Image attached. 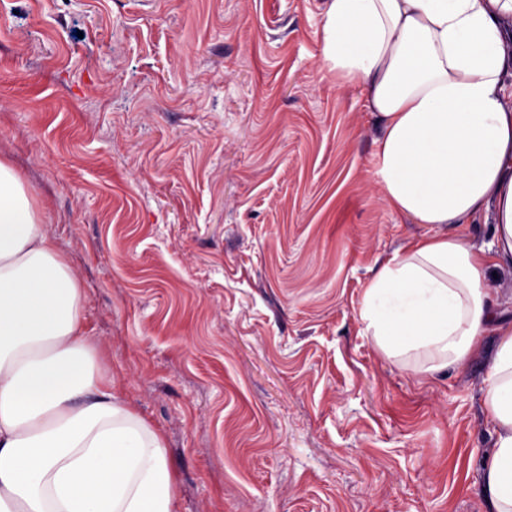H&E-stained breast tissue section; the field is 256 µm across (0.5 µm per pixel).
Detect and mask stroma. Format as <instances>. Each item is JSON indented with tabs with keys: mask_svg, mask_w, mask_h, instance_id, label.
<instances>
[{
	"mask_svg": "<svg viewBox=\"0 0 512 512\" xmlns=\"http://www.w3.org/2000/svg\"><path fill=\"white\" fill-rule=\"evenodd\" d=\"M324 0H0V156L83 290L178 512H490L499 338L388 358L359 308L436 233L381 193L379 130L322 62Z\"/></svg>",
	"mask_w": 512,
	"mask_h": 512,
	"instance_id": "stroma-1",
	"label": "stroma"
}]
</instances>
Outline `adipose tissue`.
<instances>
[{
	"instance_id": "ef3b65f1",
	"label": "adipose tissue",
	"mask_w": 512,
	"mask_h": 512,
	"mask_svg": "<svg viewBox=\"0 0 512 512\" xmlns=\"http://www.w3.org/2000/svg\"><path fill=\"white\" fill-rule=\"evenodd\" d=\"M323 61L375 118L385 200L439 228L375 269L365 331L434 375L495 330L482 492L512 512V324L492 326L484 284L487 263L512 271V0H325ZM483 218L489 257L464 235ZM81 302L26 182L0 159V512H177L164 439L102 370Z\"/></svg>"
}]
</instances>
